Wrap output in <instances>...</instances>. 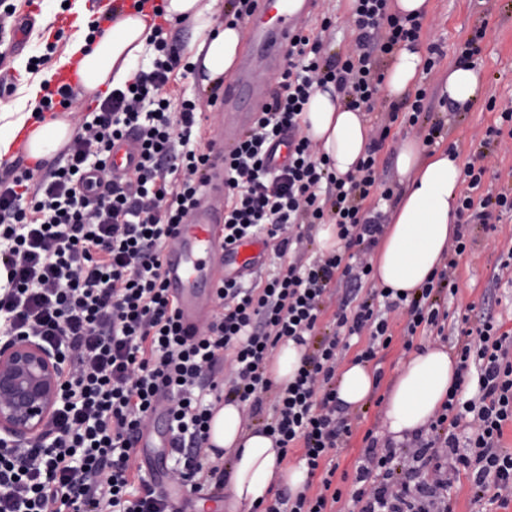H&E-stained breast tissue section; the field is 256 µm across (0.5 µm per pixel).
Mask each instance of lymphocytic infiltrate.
I'll return each instance as SVG.
<instances>
[{
  "instance_id": "lymphocytic-infiltrate-1",
  "label": "lymphocytic infiltrate",
  "mask_w": 512,
  "mask_h": 512,
  "mask_svg": "<svg viewBox=\"0 0 512 512\" xmlns=\"http://www.w3.org/2000/svg\"><path fill=\"white\" fill-rule=\"evenodd\" d=\"M150 7L157 52L133 89L111 91L91 110L60 155L16 168L0 181V264L9 272L0 295V335L36 336L59 351L69 369L47 439L0 451V512H170L152 479L131 477L139 433L155 403L166 399L173 451L183 465L172 482L196 485L203 468L211 407L206 397L231 398L262 416V427L287 452L300 448L309 474H320L315 496L277 493L264 512H333L342 497L333 478V451L352 425L331 383L351 336L370 330L358 361L375 358L392 341L389 315L405 309L407 336L438 326L434 288L455 290L457 263L448 261L436 287L419 295L390 289L359 292L369 263L331 254L302 263L290 259L302 229L334 224L348 245L374 246L380 214L363 211L377 185L374 155L355 173L336 176L304 135L301 116L311 94L335 84L350 106L371 109L384 81L379 60L400 43L417 41L418 19L392 13L389 0H355V49L325 59L320 37L298 33L290 42L278 88L243 134L236 151L219 156L196 142L194 101L172 111L167 85L181 66L184 46L167 31L159 0ZM288 134L285 167L266 163L269 145ZM134 135L140 157L123 180H113L114 141ZM224 163V235L233 241L276 243L286 270L264 284L229 282L219 288V312L193 336L185 335L163 279V255L206 183L212 161ZM339 298L336 331L310 352L295 379L275 386L266 367L285 338L314 335L321 305L334 281ZM459 370L474 373L476 397L453 388L427 435L407 448L369 443L356 469L352 500L358 512H454L449 465L467 474L470 500L512 502V450L503 429L512 422V334L491 312L462 317L457 328Z\"/></svg>"
}]
</instances>
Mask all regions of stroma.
Segmentation results:
<instances>
[{
	"mask_svg": "<svg viewBox=\"0 0 512 512\" xmlns=\"http://www.w3.org/2000/svg\"><path fill=\"white\" fill-rule=\"evenodd\" d=\"M353 8L352 0H317L302 26L322 36L331 56L347 54L355 45L357 33L348 23ZM332 17L334 25L322 31L323 17ZM421 46L434 43L439 47L432 69L422 71L418 85L425 88L433 108L429 123L443 122L444 127L437 147L454 148L461 162L486 161L490 168L481 187L482 192L512 195V137L502 136L487 141L488 127L499 125L498 110L512 104V0H432L431 8L422 18ZM474 42L473 61L485 80L483 100L469 111L459 112L443 106L442 88L448 70L460 61L467 42ZM169 91L173 104L182 100H196L201 112L199 133L203 140H220L221 115L208 106L209 94L200 84L192 83L183 71H175ZM413 92H406L399 102L390 101L385 93H378L374 109L365 118L374 130H386L387 136L376 152L378 171L383 187L400 192L402 185L397 170V152L401 139L414 134L415 129L405 123L402 115L409 111ZM496 102V110H489V102ZM400 110L399 119H392L393 110ZM465 252L457 258L456 296H445L441 305L448 311L446 330H453L467 307L491 309L504 329L512 330V267L503 268L508 252L512 251V213L489 221L474 220L468 226ZM407 318L401 313L391 315L393 342L379 350L371 361L372 371L379 379L373 397L364 406L354 409L352 435L336 452L338 469L335 484L344 493L338 503L339 512H350L352 502L351 479L357 461L366 443V432H373L378 441H385L383 426V395L389 389L407 353L403 348L404 327Z\"/></svg>",
	"mask_w": 512,
	"mask_h": 512,
	"instance_id": "1",
	"label": "stroma"
}]
</instances>
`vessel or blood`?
Wrapping results in <instances>:
<instances>
[{
    "instance_id": "b4317fda",
    "label": "vessel or blood",
    "mask_w": 512,
    "mask_h": 512,
    "mask_svg": "<svg viewBox=\"0 0 512 512\" xmlns=\"http://www.w3.org/2000/svg\"><path fill=\"white\" fill-rule=\"evenodd\" d=\"M308 6L309 0H257L249 26L256 53L242 60L220 100L221 106L228 109L225 150L235 147L241 127L261 112L267 94V73L276 68L281 51L296 35L295 17L306 13ZM240 100L248 101V110L232 111V104ZM137 160L138 152L131 140L124 138L114 143L109 159L113 175L124 174ZM223 223L224 167L217 162L208 171L207 183L195 207L184 224L176 227L175 244L166 253L165 281L177 304L183 329H195L209 318L214 300L209 291L213 278L228 282L254 273L264 252L259 240L225 244L219 232Z\"/></svg>"
}]
</instances>
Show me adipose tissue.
<instances>
[{
    "label": "adipose tissue",
    "mask_w": 512,
    "mask_h": 512,
    "mask_svg": "<svg viewBox=\"0 0 512 512\" xmlns=\"http://www.w3.org/2000/svg\"><path fill=\"white\" fill-rule=\"evenodd\" d=\"M218 2L165 0L167 19L182 20L190 26L185 52L205 89L234 71L242 47L240 27L217 23ZM85 3L74 0L71 12L75 31L49 67L32 74L27 72L25 60H16L15 67L23 79L16 98L0 106V170L14 163L21 152L32 161L52 159L71 141L77 125L73 113L49 112L44 120L35 118L41 87L54 80L59 70L80 63L82 94L90 98L105 90L125 88L145 70L154 54V47L148 43L152 28L145 17L120 14L111 27L94 36L90 33L94 17ZM423 61L419 49L399 47L386 72L389 97H400L416 84ZM482 91V78L474 68L464 65L449 70L444 92L459 109L474 105ZM302 121L304 133L329 156L336 175L352 172L364 157L369 129L362 112L346 107L334 85L312 93ZM398 170L406 187L371 262L379 287L411 295L431 283L448 253L462 168L452 153L442 150L427 154L416 139L407 138L398 150ZM457 377V363L444 348L425 346L414 351L386 394L384 424L388 435L401 441L428 427ZM375 387L373 371L352 361L340 373L336 394L343 404L355 408L368 400ZM208 444L232 456L227 512L270 501L274 489L280 486L302 491L308 481L305 466L285 465L273 438L246 426L239 403L216 405Z\"/></svg>",
    "instance_id": "ef3b65f1"
}]
</instances>
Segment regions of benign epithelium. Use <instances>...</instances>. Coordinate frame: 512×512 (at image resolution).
<instances>
[{"instance_id":"7a95c632","label":"benign epithelium","mask_w":512,"mask_h":512,"mask_svg":"<svg viewBox=\"0 0 512 512\" xmlns=\"http://www.w3.org/2000/svg\"><path fill=\"white\" fill-rule=\"evenodd\" d=\"M66 373L60 355L32 336L0 344V447L47 436Z\"/></svg>"}]
</instances>
